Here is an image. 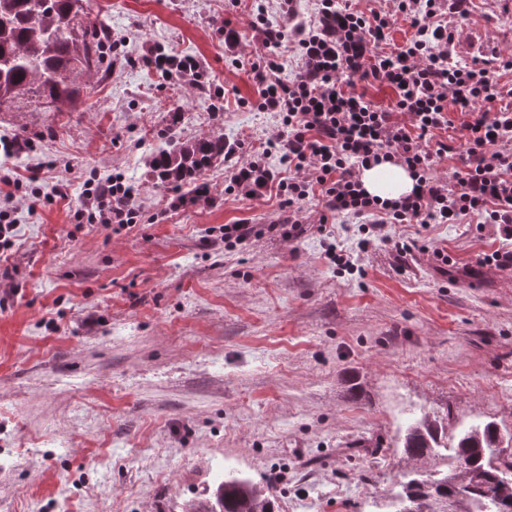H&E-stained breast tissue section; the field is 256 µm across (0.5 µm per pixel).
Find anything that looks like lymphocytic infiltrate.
Here are the masks:
<instances>
[{"label":"lymphocytic infiltrate","mask_w":512,"mask_h":512,"mask_svg":"<svg viewBox=\"0 0 512 512\" xmlns=\"http://www.w3.org/2000/svg\"><path fill=\"white\" fill-rule=\"evenodd\" d=\"M411 19L412 35L384 50L391 16L351 10L341 0H320L307 25L267 23L257 15L266 54L252 70L259 85V107L275 113L276 130L261 151L233 166L230 185L252 198L276 189L284 214L277 230L298 238L307 221L305 203L320 206L318 231L343 215L364 220L369 240L391 242L401 254L416 241L390 240L389 224H501L512 236V95L488 68L448 64L454 34L438 0H396ZM295 47L299 65L283 74L280 50ZM385 82L396 93L393 111L374 108L357 84ZM456 107L458 122L448 117ZM457 127L463 142V170L453 181L433 177L435 160L454 148L437 130ZM278 156L287 176L269 168ZM391 159L416 177L411 194L395 201L367 196L363 169ZM78 216L89 222L125 227L136 214L134 195L123 180L90 179L84 184Z\"/></svg>","instance_id":"1"}]
</instances>
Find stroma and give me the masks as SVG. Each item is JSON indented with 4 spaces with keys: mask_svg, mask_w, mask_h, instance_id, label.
<instances>
[{
    "mask_svg": "<svg viewBox=\"0 0 512 512\" xmlns=\"http://www.w3.org/2000/svg\"><path fill=\"white\" fill-rule=\"evenodd\" d=\"M125 64L104 69L83 112H0V177L19 180L14 244L0 256V512H185L218 469L279 474L274 512H396L416 465L398 441L413 414L512 431V271L478 266L508 246L495 224H391L420 248L377 244L360 271L351 219L295 240L226 246L222 226L278 223V199L225 192L171 211L193 184H160L145 160L169 113L186 136L259 146L252 22L279 0H89ZM456 65L484 61L512 87V0L448 13ZM193 59L200 83L145 64ZM25 149L8 150L18 124ZM132 187L136 223L77 221L85 180ZM442 251L447 265L433 253Z\"/></svg>",
    "mask_w": 512,
    "mask_h": 512,
    "instance_id": "stroma-1",
    "label": "stroma"
}]
</instances>
